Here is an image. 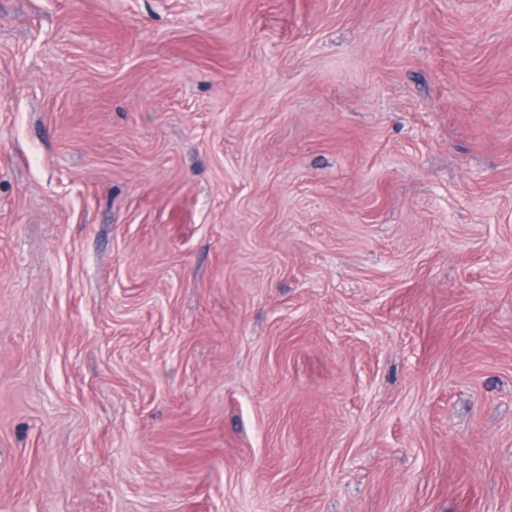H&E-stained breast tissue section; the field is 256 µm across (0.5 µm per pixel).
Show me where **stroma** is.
Segmentation results:
<instances>
[{
  "mask_svg": "<svg viewBox=\"0 0 512 512\" xmlns=\"http://www.w3.org/2000/svg\"><path fill=\"white\" fill-rule=\"evenodd\" d=\"M0 512H512V0H0Z\"/></svg>",
  "mask_w": 512,
  "mask_h": 512,
  "instance_id": "obj_1",
  "label": "stroma"
}]
</instances>
